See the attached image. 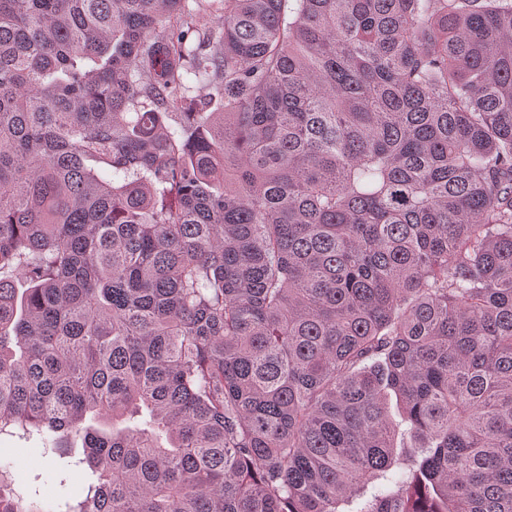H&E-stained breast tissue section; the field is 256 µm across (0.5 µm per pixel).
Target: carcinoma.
Instances as JSON below:
<instances>
[{"instance_id": "carcinoma-1", "label": "carcinoma", "mask_w": 512, "mask_h": 512, "mask_svg": "<svg viewBox=\"0 0 512 512\" xmlns=\"http://www.w3.org/2000/svg\"><path fill=\"white\" fill-rule=\"evenodd\" d=\"M2 266L62 512H512V0H0Z\"/></svg>"}]
</instances>
